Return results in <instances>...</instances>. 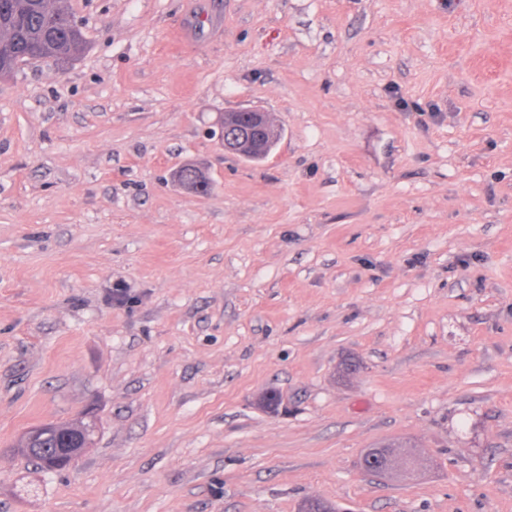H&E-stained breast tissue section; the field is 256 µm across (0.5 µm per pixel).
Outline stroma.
<instances>
[{
	"label": "stroma",
	"instance_id": "35a3bbf8",
	"mask_svg": "<svg viewBox=\"0 0 512 512\" xmlns=\"http://www.w3.org/2000/svg\"><path fill=\"white\" fill-rule=\"evenodd\" d=\"M66 5L79 59L0 76V512H512V0ZM238 115L244 113L246 125L244 127L235 123H240L239 116L234 121H229L227 125L235 124L219 129L222 133V143L224 150L239 155L245 159L265 160L271 154L270 139L265 137L266 131L270 130L271 118L268 112L258 109L244 108L236 111ZM239 120V121H238ZM235 128L234 131L232 129ZM174 179L181 187L193 189L196 193L205 194L210 188V179L200 167L194 164L181 166L175 171ZM48 423L39 424L33 427L25 435L24 448H19L21 453L27 459L37 465L43 471H51L50 463L54 457L56 448V469L62 464L71 460L75 456L81 454L84 448H91L93 445L91 431H94V425L87 423L85 426L72 427L70 425H61L55 430L52 427L44 429L40 435L37 448H33L39 436L36 430ZM87 427V428H86ZM36 428V429H34ZM58 438L61 443V448L58 447ZM387 448H366L363 452L362 470L383 477H394L402 482L413 481L418 474L415 461L391 450L392 444H384Z\"/></svg>",
	"mask_w": 512,
	"mask_h": 512
}]
</instances>
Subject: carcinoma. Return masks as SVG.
<instances>
[{"label": "carcinoma", "mask_w": 512, "mask_h": 512, "mask_svg": "<svg viewBox=\"0 0 512 512\" xmlns=\"http://www.w3.org/2000/svg\"><path fill=\"white\" fill-rule=\"evenodd\" d=\"M72 13L64 0H0V74H10L28 57H40L56 64L74 59L82 50L83 35L69 23ZM178 184L205 194L210 188L206 173L194 164H185L174 173ZM58 447L51 427L44 429L37 447L21 453L44 471Z\"/></svg>", "instance_id": "carcinoma-1"}]
</instances>
